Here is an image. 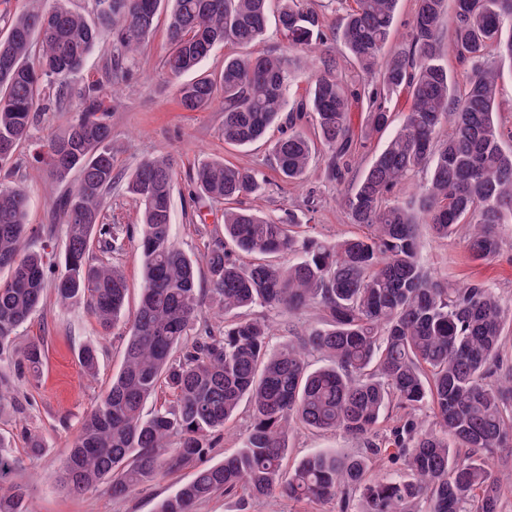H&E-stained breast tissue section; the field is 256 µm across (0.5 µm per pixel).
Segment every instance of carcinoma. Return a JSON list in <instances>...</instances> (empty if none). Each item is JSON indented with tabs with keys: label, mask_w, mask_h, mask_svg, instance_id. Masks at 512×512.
Segmentation results:
<instances>
[{
	"label": "carcinoma",
	"mask_w": 512,
	"mask_h": 512,
	"mask_svg": "<svg viewBox=\"0 0 512 512\" xmlns=\"http://www.w3.org/2000/svg\"><path fill=\"white\" fill-rule=\"evenodd\" d=\"M269 0H88L86 12L69 0H27L0 15V168L13 164L39 119L41 93L55 103L77 99L68 125L52 135L39 157L50 178L75 176L55 201L53 217L66 225L63 266L56 254L26 250L28 196L0 185V362L38 370L42 347L15 348L18 329L40 308L48 275L57 301L86 304L103 329L124 310L127 285L119 267L90 262L91 244L121 248L119 226L104 213L117 179L112 157V87L130 76L160 15L167 18L169 49L163 67L180 78L196 71L230 42L249 46L264 34ZM399 0H354L337 29L349 59L369 78L363 88L366 133L393 128L384 148L342 195L341 204L362 233L328 243L299 237L248 209L224 210V241L203 260L208 291L224 309V331L204 328L192 261L171 234L173 161H141L127 183L141 204L140 249L144 286L127 338L123 364L100 403L83 420L58 475L60 485L83 494L102 483L112 496L188 464L192 479L158 502L155 512H195L218 492L253 497L275 492L301 501H337L339 512H501L503 480L484 457L512 454V366L504 367L506 320L495 288L484 280L453 286L432 277L419 257L417 224L446 239L468 225L464 248L474 261L501 249L497 228L512 223V127L497 119L500 69L512 64V0H417L408 45L388 49ZM278 26L293 49L321 40L318 13L299 0H280ZM110 65L101 80L74 81L103 42ZM450 46L468 79L455 91L444 62ZM293 60L286 53L224 58L214 79L199 74L179 84L189 112L224 106V143L261 140L288 111L286 89ZM409 100L390 109L392 94ZM313 121L327 166L340 178L358 153L350 125L349 95L338 62L322 60L311 78ZM273 143L280 175L303 180L315 156L313 140L294 129ZM429 174L418 199L401 187L416 172ZM196 189L215 201H236L260 189L247 168L209 160L198 164ZM255 255L241 264L233 253ZM300 255L286 266L268 255ZM260 305L299 313L316 306L324 327L272 344L269 323L241 315ZM318 354L328 364L310 368ZM80 363L95 372L98 349L81 350ZM162 388L170 406L145 410ZM252 422L241 446L218 464L203 463L211 435L224 428L242 402ZM428 407L437 428L423 427L416 412ZM402 411L381 434L387 409ZM341 431L360 451H320L288 469L290 434L298 429ZM18 462L0 449V512H27L16 480Z\"/></svg>",
	"instance_id": "carcinoma-1"
}]
</instances>
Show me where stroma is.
Instances as JSON below:
<instances>
[{"instance_id": "stroma-1", "label": "stroma", "mask_w": 512, "mask_h": 512, "mask_svg": "<svg viewBox=\"0 0 512 512\" xmlns=\"http://www.w3.org/2000/svg\"><path fill=\"white\" fill-rule=\"evenodd\" d=\"M324 21L325 40L320 55L341 62L339 75L352 90L361 89L364 78L358 68L347 62L346 50L334 34L353 0H303ZM169 48L165 19H158L130 78L120 86L112 108V154L119 178L112 186L106 206L113 222L123 227V245L109 252L92 244L93 261L109 262L124 273L128 286L126 315H133L143 288V258L137 247L140 235V204L126 191V183L142 160L162 154L175 161L172 206V236L175 244L195 262L199 287H206V268L202 255L208 245L224 237V203H195L193 174L206 159H221L239 167L260 172L265 182L255 194L239 199L241 207L252 209L276 220H291L305 236L333 241L354 233L355 226L338 203L345 189L355 182L370 160L384 146L382 138L365 142L359 159L342 178H335L326 159L312 163L303 181L287 182L276 171L268 145L279 138L282 126H272L264 140L247 147L225 144L220 127L224 120L221 105L202 112H186L177 104L174 79L163 68L162 59ZM67 112L49 108L43 112L32 137L19 150L16 167L0 170V183L23 186L29 195L27 222L32 230L27 239L29 250L37 251L54 242L62 246L65 227L51 220L53 200L64 191L63 185L46 178L33 154L48 133L63 129L70 121ZM502 247L498 257L486 262L471 261L461 238L440 239L428 228H421V262L434 277L454 283L473 278L489 281L506 304L512 305V224L499 228ZM250 317L269 321L276 336L300 332L317 326L319 310L310 308L288 314L262 307L250 310ZM125 326L103 331L84 305L60 306L53 290H46L44 301L30 322L18 331L16 346L40 343L45 351L38 372L18 368L15 363L0 362V440L20 462L30 512H154L156 503L175 492L193 476L192 468L174 471L160 480L147 483L125 498L112 497L106 486L74 495L64 490L55 474L77 437L85 416L100 401L123 362ZM99 349L95 374H85L78 355L86 343ZM42 436L46 450L31 457L19 437L21 429ZM322 450L355 453L358 444L340 432L301 429L289 441L288 463L296 465L305 455ZM196 512H338L335 501L297 503L280 497L251 498L237 493L218 494L200 503Z\"/></svg>"}]
</instances>
